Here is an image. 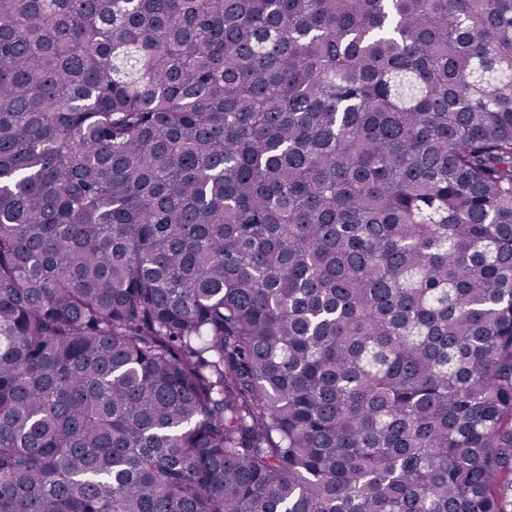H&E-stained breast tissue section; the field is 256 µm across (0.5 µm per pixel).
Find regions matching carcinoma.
<instances>
[{
	"label": "carcinoma",
	"mask_w": 512,
	"mask_h": 512,
	"mask_svg": "<svg viewBox=\"0 0 512 512\" xmlns=\"http://www.w3.org/2000/svg\"><path fill=\"white\" fill-rule=\"evenodd\" d=\"M512 0H0V512H505Z\"/></svg>",
	"instance_id": "1"
}]
</instances>
